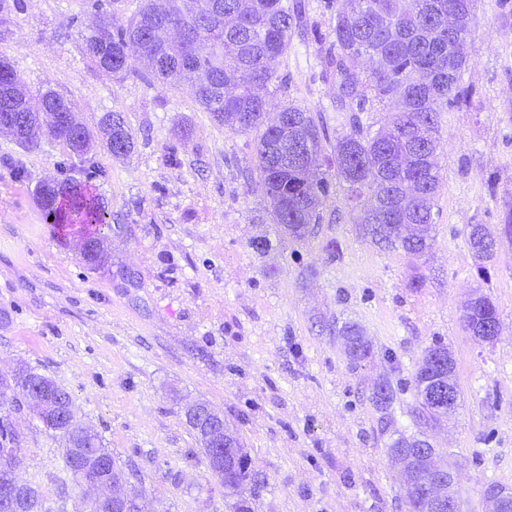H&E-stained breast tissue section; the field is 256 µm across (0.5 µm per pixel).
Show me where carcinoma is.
Listing matches in <instances>:
<instances>
[{
    "label": "carcinoma",
    "mask_w": 512,
    "mask_h": 512,
    "mask_svg": "<svg viewBox=\"0 0 512 512\" xmlns=\"http://www.w3.org/2000/svg\"><path fill=\"white\" fill-rule=\"evenodd\" d=\"M115 0H92L89 7L98 15L94 29L79 33L78 51L88 64L124 79L132 70L125 50L133 37L144 32L151 23L180 29L183 38L171 43L144 42L138 51L146 70L172 86L188 85L197 104L220 125L239 132H259L258 170L264 193L270 200L271 218L284 233L302 239L319 219V207L326 194L325 179L312 178L310 170L283 163L275 158L274 148L284 140L304 138L311 143L314 155L322 150L324 129L315 124L303 109L288 105L285 112L299 117V125L274 130L265 125V91L275 78L272 63L283 56L290 43L299 13L288 7V0H223L224 13L217 16H196L188 3L175 0H140L136 12L126 23L117 24L112 14ZM346 7L336 12L329 63L336 72L337 104L340 108L356 106L360 112L372 101L397 98L398 112L382 127L372 132L353 120L349 133L336 139L334 163L337 175L346 183L349 198L361 207L362 223L376 243L400 250L413 260L430 248L429 236L422 239L398 238L379 226L374 214L386 202L394 201L407 187L418 195L405 219L414 224L433 223V208L440 184L434 162L439 148L436 138L438 112L444 106L459 102L464 53L457 41L448 39V6H453L462 20L463 38L469 33L473 0H345ZM377 59L365 79L357 77L353 62L361 51ZM13 69L0 70V113L30 112V91L13 81ZM250 112L254 120L243 122L241 115ZM106 114L92 131L77 121L82 138L73 139L62 132L35 124L32 133L13 136L25 152L41 149V136L66 148L80 162L91 160L100 148L113 153L112 141L122 138L128 149L135 148L134 136L122 115L112 127ZM37 200L44 213L53 217L60 227L80 224L86 228L82 240L87 250L82 262L93 270L112 265L108 253L107 233L112 229L102 199L86 182L71 176L61 181L39 184ZM512 242V216L498 230L477 224L469 231L468 241L476 259L488 261L503 240ZM463 328L498 327L499 316L494 303L480 296L477 305L463 310ZM345 352L352 363L371 356L372 347L360 328L348 323L342 328ZM451 357L448 347L436 343L425 349L412 382L417 397L416 417L438 422L448 415L423 392L440 384L457 387L455 375L435 381L432 371L437 352ZM43 391L44 407L36 412L44 429L64 444L62 465L57 481L61 493L68 488H82L69 448H83L85 464L94 465L100 455L113 457L94 429L80 423L70 393L52 378L30 367L19 368L9 378L0 377V411L16 408L26 399L28 389ZM395 400L389 382L374 387L373 405L385 410ZM9 447H0V454L14 460L10 479L20 484L17 512H45L42 488L23 479L19 473L21 459L17 449L18 435L3 428ZM395 438L387 444L388 456L401 454L420 442V438L393 431ZM237 472L224 483L227 497L238 496L251 479L248 455L238 448ZM448 465L443 456L419 458L408 464L403 476V498L407 512H423L421 501L412 498L409 486L423 467L429 464Z\"/></svg>",
    "instance_id": "1"
}]
</instances>
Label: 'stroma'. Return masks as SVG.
Wrapping results in <instances>:
<instances>
[{
  "label": "stroma",
  "instance_id": "obj_1",
  "mask_svg": "<svg viewBox=\"0 0 512 512\" xmlns=\"http://www.w3.org/2000/svg\"><path fill=\"white\" fill-rule=\"evenodd\" d=\"M85 2L22 0L0 24V56L31 90L71 101L88 126L123 115L135 149L124 158L98 151L102 174L90 181L121 231L108 241L111 269H87L80 231L60 237L34 198L40 182L61 178L66 152L47 142L26 153L0 134V374L25 364L65 387L128 492L153 512H231L182 411L195 401L242 438L256 473L253 512H406L380 420L421 431L410 378L440 342L460 398L430 437L458 473L460 512H485L487 484L512 488V243L481 264L467 233L512 213V0L473 2L462 100L438 115L432 248L417 261L372 240L325 164L318 224L301 240L283 234L260 183L258 133L218 125L188 87L91 67L77 51ZM297 2L300 24L275 65L268 110L309 112L328 151L352 120L379 128L395 105L356 116L337 107L326 54L336 8ZM474 291L497 308L494 341L461 326ZM349 322L372 345L355 367L339 335ZM382 380L396 392L385 414L370 400ZM8 423L21 476L41 484L48 506L83 512L81 490L58 498L61 441L29 413Z\"/></svg>",
  "mask_w": 512,
  "mask_h": 512
}]
</instances>
